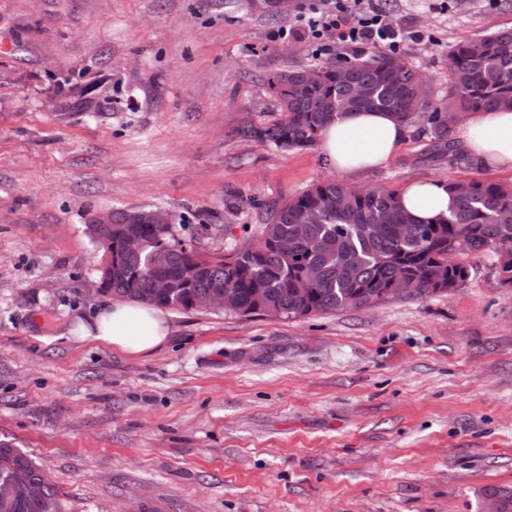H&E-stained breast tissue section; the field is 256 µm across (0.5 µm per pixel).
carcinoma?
I'll use <instances>...</instances> for the list:
<instances>
[{
  "instance_id": "cac0c4a2",
  "label": "carcinoma",
  "mask_w": 512,
  "mask_h": 512,
  "mask_svg": "<svg viewBox=\"0 0 512 512\" xmlns=\"http://www.w3.org/2000/svg\"><path fill=\"white\" fill-rule=\"evenodd\" d=\"M448 76V97L436 101L406 57L378 47L312 68L287 67L267 77L280 117L244 134L279 149L312 150L330 121L352 109H378L427 133L428 155L467 170L473 158L458 147L448 123L491 108L512 110V30L458 43L448 52ZM446 189L456 195L457 208L418 224L396 189L319 181L275 206L255 238L233 252L177 253L160 272L150 268L149 256L178 225L144 222L150 208L114 209L103 247L112 256L104 292L190 311L196 297L222 291L233 309L303 318L370 306L400 278L417 284L413 297L458 288L470 278L462 257L483 252L496 256L501 284L512 285V185L472 177L464 195L452 181ZM131 230L143 239L138 255L121 249L120 238ZM283 238L292 242L286 253L277 247ZM19 471L42 480L32 458L0 439V483ZM58 494L49 481L38 500L19 487L0 512H58ZM479 494L498 496L501 512H512L511 490L485 487Z\"/></svg>"
}]
</instances>
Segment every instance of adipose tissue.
<instances>
[{
  "label": "adipose tissue",
  "instance_id": "obj_1",
  "mask_svg": "<svg viewBox=\"0 0 512 512\" xmlns=\"http://www.w3.org/2000/svg\"><path fill=\"white\" fill-rule=\"evenodd\" d=\"M405 136V128L390 113L354 111L325 128L321 148L337 170L368 169L386 163ZM459 137L462 145L487 165L512 170V111L475 113L464 122ZM401 200L405 210L420 223L447 216L455 204L442 185L430 181L409 184L402 190ZM79 328L82 339L129 354L151 351L169 334L161 311L134 301L104 306Z\"/></svg>",
  "mask_w": 512,
  "mask_h": 512
}]
</instances>
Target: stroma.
<instances>
[{
  "label": "stroma",
  "mask_w": 512,
  "mask_h": 512,
  "mask_svg": "<svg viewBox=\"0 0 512 512\" xmlns=\"http://www.w3.org/2000/svg\"><path fill=\"white\" fill-rule=\"evenodd\" d=\"M230 0H0V439L60 512H483L512 490V288L496 257L461 287L287 319L165 309L131 355L80 339L103 251L93 215L161 208L199 250L252 239L322 178L398 189L463 178L410 128L384 166L245 137L265 79L321 63ZM421 31L399 54L448 92V52L512 29L504 0H374ZM483 498L486 494L498 496L501 504V512H512V491L501 490L496 487H485L479 491ZM485 512H499L500 504L495 497H485Z\"/></svg>",
  "instance_id": "35a3bbf8"
}]
</instances>
